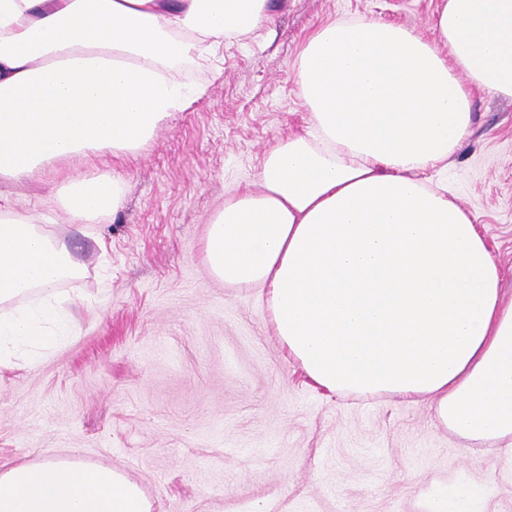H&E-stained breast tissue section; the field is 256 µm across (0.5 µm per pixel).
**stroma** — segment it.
Listing matches in <instances>:
<instances>
[{"label": "stroma", "mask_w": 512, "mask_h": 512, "mask_svg": "<svg viewBox=\"0 0 512 512\" xmlns=\"http://www.w3.org/2000/svg\"><path fill=\"white\" fill-rule=\"evenodd\" d=\"M442 0H267V19L183 65L204 94L138 154L91 153L33 175L23 212L54 220L88 273L63 284L72 336L0 373V469L78 454L124 472L153 512H424L433 493L482 489L512 512V451L436 422L429 402L310 384L273 335L259 289L213 280L208 215L253 184L263 154L310 125L290 65L321 23L366 18L427 33ZM442 172L476 219L512 300V99L479 92ZM114 170L122 209L93 236L49 197L70 168ZM103 244H96V237Z\"/></svg>", "instance_id": "obj_1"}]
</instances>
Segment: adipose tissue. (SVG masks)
Here are the masks:
<instances>
[{
	"instance_id": "1",
	"label": "adipose tissue",
	"mask_w": 512,
	"mask_h": 512,
	"mask_svg": "<svg viewBox=\"0 0 512 512\" xmlns=\"http://www.w3.org/2000/svg\"><path fill=\"white\" fill-rule=\"evenodd\" d=\"M267 0H0V183L81 155L134 154L194 101L175 74L255 31ZM430 36L319 25L291 64L310 132L264 153L256 188L206 223L204 263L265 294L282 347L332 392L429 401L437 423L512 441V302L472 216L424 174L472 124V94L512 98V0H445ZM125 179L73 169L71 223L119 211ZM66 237L0 192V371L71 333ZM122 472L78 459L0 470V512H152Z\"/></svg>"
}]
</instances>
